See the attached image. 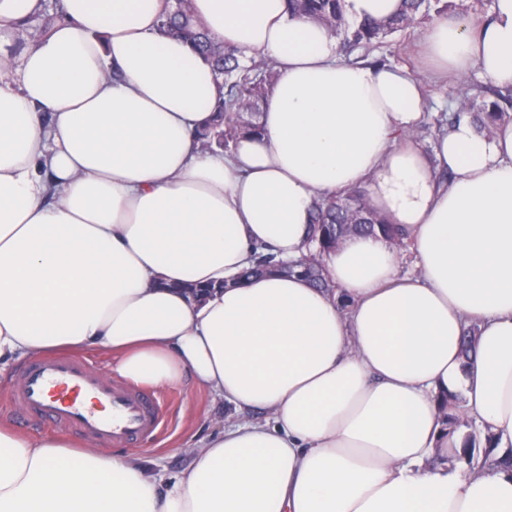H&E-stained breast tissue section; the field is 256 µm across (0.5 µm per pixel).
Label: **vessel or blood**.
Wrapping results in <instances>:
<instances>
[{"label":"vessel or blood","instance_id":"vessel-or-blood-1","mask_svg":"<svg viewBox=\"0 0 512 512\" xmlns=\"http://www.w3.org/2000/svg\"><path fill=\"white\" fill-rule=\"evenodd\" d=\"M11 399L44 423L117 448L135 445L160 424L159 405L151 394L112 383L67 355L26 364Z\"/></svg>","mask_w":512,"mask_h":512}]
</instances>
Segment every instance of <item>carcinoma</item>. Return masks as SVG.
<instances>
[{
  "label": "carcinoma",
  "instance_id": "carcinoma-1",
  "mask_svg": "<svg viewBox=\"0 0 512 512\" xmlns=\"http://www.w3.org/2000/svg\"><path fill=\"white\" fill-rule=\"evenodd\" d=\"M439 0H403L401 13L383 20L366 18L351 22L346 18L344 0H287L291 13L312 19L326 26L341 44L370 49L380 40L397 31H403L417 22V15L426 16L431 2ZM158 34L177 37L189 44L192 50L209 63L218 80V96L211 106L212 118L202 133L203 146L220 150L228 148L241 134H260L255 119L260 106L266 101L275 80L273 63L264 57H251L243 62V54L212 41L208 32L195 18L190 7L178 6L174 11L159 16ZM486 92L494 100L482 104L474 114L480 130L490 132L500 122L512 121V90L488 88ZM310 239L316 250L309 256L287 264L271 253H255L252 264L237 276V282L245 283L255 277L274 273L296 274L308 280L314 287L327 290L333 284L324 275V259L336 245L352 232L373 233L377 230L394 245L403 248L408 235L400 224H390L375 214L367 202V190L354 187L343 195L318 196L310 212ZM477 327L472 324L463 330L460 344L463 361L470 360L475 348ZM446 414L448 433L463 426V398L448 394L438 398ZM475 436L464 434L462 452L448 457L453 466L464 460L474 461Z\"/></svg>",
  "mask_w": 512,
  "mask_h": 512
}]
</instances>
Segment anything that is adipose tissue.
Returning <instances> with one entry per match:
<instances>
[{
  "label": "adipose tissue",
  "mask_w": 512,
  "mask_h": 512,
  "mask_svg": "<svg viewBox=\"0 0 512 512\" xmlns=\"http://www.w3.org/2000/svg\"><path fill=\"white\" fill-rule=\"evenodd\" d=\"M172 2L59 0L15 57L42 0H0V366L100 348L132 382L203 388L234 413L184 443L168 479L130 448L0 426V512H512V466H448L463 435L436 401L462 393L512 447V122L486 135L462 112L424 150L413 76L342 62L286 0H191L215 41L278 71L261 136L212 153L198 132L215 74L156 33ZM422 55L512 89V0L437 20ZM357 185L407 229L415 274L355 234L326 258L333 292L295 275L234 284L255 246L306 256L315 197Z\"/></svg>",
  "instance_id": "adipose-tissue-1"
}]
</instances>
